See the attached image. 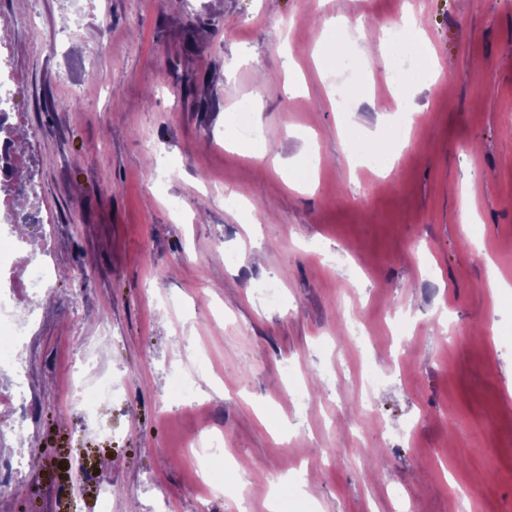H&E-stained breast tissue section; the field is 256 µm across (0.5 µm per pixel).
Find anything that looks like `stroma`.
<instances>
[{"instance_id": "35a3bbf8", "label": "stroma", "mask_w": 512, "mask_h": 512, "mask_svg": "<svg viewBox=\"0 0 512 512\" xmlns=\"http://www.w3.org/2000/svg\"><path fill=\"white\" fill-rule=\"evenodd\" d=\"M405 11L419 36L390 38ZM0 19L37 201L0 274L29 382L22 434L0 403V456L25 454L0 512H269L283 483L280 512H457L468 490L512 512V0H0ZM245 101L261 162L224 140ZM42 259L34 297L15 271ZM203 428L225 438L213 496L184 450Z\"/></svg>"}]
</instances>
